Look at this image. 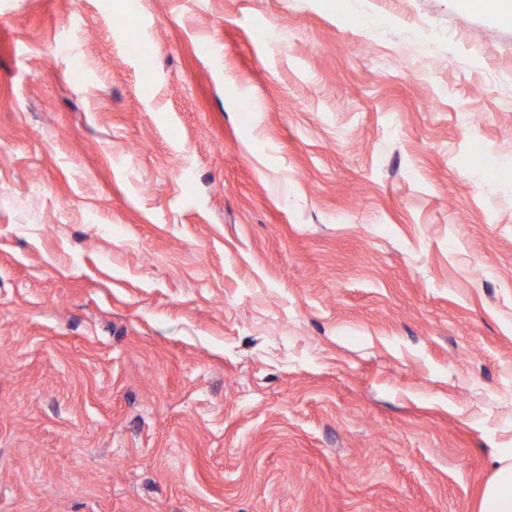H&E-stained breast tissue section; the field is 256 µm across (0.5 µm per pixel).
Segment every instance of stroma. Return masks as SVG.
<instances>
[{
  "label": "stroma",
  "instance_id": "obj_1",
  "mask_svg": "<svg viewBox=\"0 0 512 512\" xmlns=\"http://www.w3.org/2000/svg\"><path fill=\"white\" fill-rule=\"evenodd\" d=\"M491 69L461 0H0V512H479Z\"/></svg>",
  "mask_w": 512,
  "mask_h": 512
}]
</instances>
